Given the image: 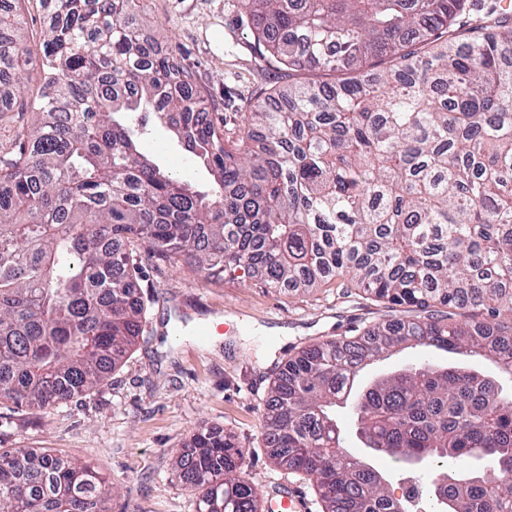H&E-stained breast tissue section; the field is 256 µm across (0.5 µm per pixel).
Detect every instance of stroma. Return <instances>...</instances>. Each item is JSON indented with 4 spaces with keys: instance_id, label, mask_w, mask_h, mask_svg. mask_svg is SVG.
<instances>
[{
    "instance_id": "stroma-1",
    "label": "stroma",
    "mask_w": 512,
    "mask_h": 512,
    "mask_svg": "<svg viewBox=\"0 0 512 512\" xmlns=\"http://www.w3.org/2000/svg\"><path fill=\"white\" fill-rule=\"evenodd\" d=\"M144 9L154 21L147 35L177 46L214 117L229 129H238L241 113L281 83L253 51L237 0H145ZM140 147L197 188L210 186L209 172L165 129L149 127ZM142 267L147 323L126 359L85 398L44 411L0 404V448L48 451L90 465L111 489L102 512H197L199 493L175 478L173 463L189 451L194 432L208 428L236 438L244 450L241 472L260 498L293 488L315 502L309 480L267 458L263 417L270 384L278 366L305 346L386 319L384 306L337 281L286 295L229 275L208 283L154 257H143ZM216 317L228 325L222 339H199V326ZM424 359L498 374L488 361L409 348L371 366L359 382ZM337 415L346 427V451L383 471L389 495L400 498L402 468L364 446L348 409Z\"/></svg>"
}]
</instances>
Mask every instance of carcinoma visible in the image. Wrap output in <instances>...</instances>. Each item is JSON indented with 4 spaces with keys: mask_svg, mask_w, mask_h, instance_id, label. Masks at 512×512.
<instances>
[{
    "mask_svg": "<svg viewBox=\"0 0 512 512\" xmlns=\"http://www.w3.org/2000/svg\"><path fill=\"white\" fill-rule=\"evenodd\" d=\"M46 18L30 127L0 156V401L48 409L93 392L143 334L140 242L210 283L241 272L304 293L336 278L393 312L286 361L266 399L268 458L310 477L321 512H405L383 472L340 451L336 408L363 444L429 464L428 512H512V10L502 0H239L254 48L288 84L210 117L177 49L143 38L144 0H36ZM0 7V100L33 50ZM161 125L214 184L139 149ZM493 362L511 386L421 361ZM177 456L199 512H263L243 451L212 429ZM89 466L0 448V512H98ZM424 359L430 360L431 362L437 364L455 365L465 369L476 370L484 375L499 378L497 368L493 363L489 361L472 360L467 357H456L438 350L409 348L391 356L389 359L380 361L371 366L361 375L359 384L364 386L384 374L409 367L412 364H415L418 361Z\"/></svg>",
    "mask_w": 512,
    "mask_h": 512,
    "instance_id": "1",
    "label": "carcinoma"
}]
</instances>
